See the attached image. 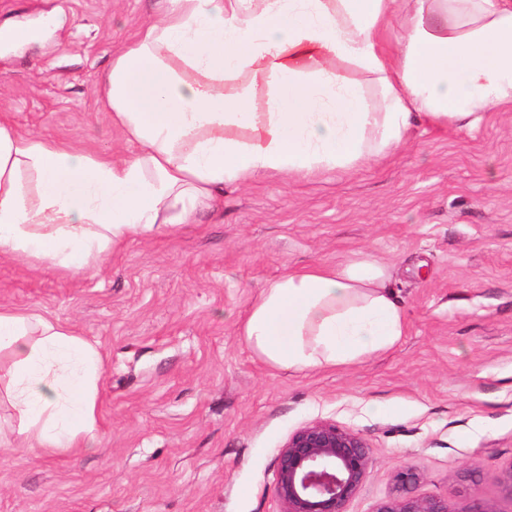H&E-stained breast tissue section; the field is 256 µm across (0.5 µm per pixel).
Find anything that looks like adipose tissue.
Wrapping results in <instances>:
<instances>
[{"instance_id": "obj_1", "label": "adipose tissue", "mask_w": 512, "mask_h": 512, "mask_svg": "<svg viewBox=\"0 0 512 512\" xmlns=\"http://www.w3.org/2000/svg\"><path fill=\"white\" fill-rule=\"evenodd\" d=\"M99 86L130 155L93 156L0 123V257L72 275L192 223L225 186L379 161L410 129L472 128L512 106V0H163ZM374 88L376 101L366 90ZM370 259L291 269L239 326L277 369L391 349L406 319ZM13 439L50 457L96 439L101 354L0 305Z\"/></svg>"}]
</instances>
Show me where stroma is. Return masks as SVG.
<instances>
[{
  "instance_id": "35a3bbf8",
  "label": "stroma",
  "mask_w": 512,
  "mask_h": 512,
  "mask_svg": "<svg viewBox=\"0 0 512 512\" xmlns=\"http://www.w3.org/2000/svg\"><path fill=\"white\" fill-rule=\"evenodd\" d=\"M159 0H0V121L95 156L136 152L98 79ZM364 253L385 263L407 331L333 370L265 364L238 328L288 269ZM73 327L103 356L98 441L77 456H0V512H279L276 456L324 420L374 463L346 512H373L405 467L416 492L512 512V109L479 127L415 128L349 171L225 188L195 223L138 237L98 273L0 259V304Z\"/></svg>"
}]
</instances>
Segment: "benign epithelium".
<instances>
[{"mask_svg": "<svg viewBox=\"0 0 512 512\" xmlns=\"http://www.w3.org/2000/svg\"><path fill=\"white\" fill-rule=\"evenodd\" d=\"M372 465L370 446L361 434L328 421L302 426L276 457L280 512H346ZM419 482L415 470H399L393 492L378 502L374 512H498L494 503L478 498L458 511L446 497L416 494Z\"/></svg>", "mask_w": 512, "mask_h": 512, "instance_id": "benign-epithelium-1", "label": "benign epithelium"}]
</instances>
